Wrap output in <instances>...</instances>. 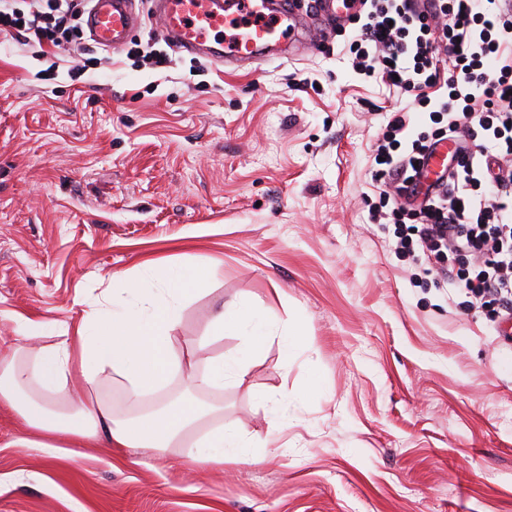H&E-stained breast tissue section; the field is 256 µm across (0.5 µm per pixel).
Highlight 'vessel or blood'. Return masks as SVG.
Returning a JSON list of instances; mask_svg holds the SVG:
<instances>
[{
  "label": "vessel or blood",
  "instance_id": "obj_1",
  "mask_svg": "<svg viewBox=\"0 0 512 512\" xmlns=\"http://www.w3.org/2000/svg\"><path fill=\"white\" fill-rule=\"evenodd\" d=\"M359 0H317L306 21L291 0H157L159 34L177 49L227 65L296 59L345 24ZM133 0H92L87 27L101 46L122 48L141 25Z\"/></svg>",
  "mask_w": 512,
  "mask_h": 512
}]
</instances>
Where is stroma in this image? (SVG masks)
Here are the masks:
<instances>
[{
    "mask_svg": "<svg viewBox=\"0 0 512 512\" xmlns=\"http://www.w3.org/2000/svg\"><path fill=\"white\" fill-rule=\"evenodd\" d=\"M343 43L229 71L147 24L115 52L0 32V351L55 343L148 259L210 270L176 353L232 302L268 327L258 354L210 337L206 356L249 373L199 396L224 410L206 428L236 424L259 463L63 457L21 447L1 408L0 512H512V326L414 279L373 221L374 144L409 97L356 74Z\"/></svg>",
    "mask_w": 512,
    "mask_h": 512,
    "instance_id": "1",
    "label": "stroma"
}]
</instances>
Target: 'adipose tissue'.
Segmentation results:
<instances>
[{"label":"adipose tissue","mask_w":512,"mask_h":512,"mask_svg":"<svg viewBox=\"0 0 512 512\" xmlns=\"http://www.w3.org/2000/svg\"><path fill=\"white\" fill-rule=\"evenodd\" d=\"M206 280L205 271L195 266L157 270L151 279L137 283L115 276L112 304L98 311L95 322L81 323L31 357L17 350L0 353V407L21 418L26 435L34 437L38 448L64 451L101 441L113 448L163 454L177 448L184 467L193 470L220 469L240 461L244 445L236 427L221 425L203 440L192 438L194 429L214 415V408L186 402L150 417L125 419L88 397L99 372L107 369L122 381L134 404L156 394L178 371L184 373L191 391L241 381L246 374L242 364L230 366L224 359L212 358L201 368L195 355L206 349L211 337L228 332L251 341L265 336L263 322L249 307L219 311L208 335L191 343L186 355L172 350L183 299L200 290ZM34 386L43 390V398L31 396Z\"/></svg>","instance_id":"ef3b65f1"}]
</instances>
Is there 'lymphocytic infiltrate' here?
I'll list each match as a JSON object with an SVG mask.
<instances>
[{"mask_svg":"<svg viewBox=\"0 0 512 512\" xmlns=\"http://www.w3.org/2000/svg\"><path fill=\"white\" fill-rule=\"evenodd\" d=\"M89 0H0V32L59 46L83 38ZM349 42L357 74L412 95L427 132L392 113L374 146L386 223L399 254L436 266L472 303L512 319V0H360ZM449 61L450 77L440 64ZM448 169L421 181V163L443 141ZM463 255L456 271L444 259Z\"/></svg>","mask_w":512,"mask_h":512,"instance_id":"1","label":"lymphocytic infiltrate"}]
</instances>
